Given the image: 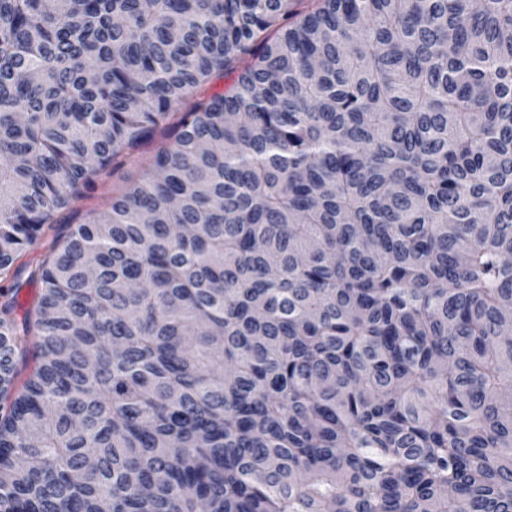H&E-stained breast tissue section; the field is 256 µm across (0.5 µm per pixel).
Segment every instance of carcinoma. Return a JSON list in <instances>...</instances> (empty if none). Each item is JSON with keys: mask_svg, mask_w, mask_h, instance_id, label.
Listing matches in <instances>:
<instances>
[{"mask_svg": "<svg viewBox=\"0 0 512 512\" xmlns=\"http://www.w3.org/2000/svg\"><path fill=\"white\" fill-rule=\"evenodd\" d=\"M160 130L0 302V512H512V0H0V275ZM164 134L158 131L151 142L143 144L133 154L132 159L125 160L124 164L114 168L110 167L95 179L93 189L84 197L73 203L64 217H69L73 211V218L63 224H45L38 231L35 240L18 257L13 267L22 269L19 277L22 289L20 301L29 306L36 299L39 290L38 283L28 282L27 277L30 271L41 267L50 257L54 248L60 247L68 233L69 225L78 224L81 216L88 209H104L112 195H118L124 191L127 181L135 178L142 165L146 164L149 158L155 153L157 146L165 142Z\"/></svg>", "mask_w": 512, "mask_h": 512, "instance_id": "1", "label": "carcinoma"}]
</instances>
